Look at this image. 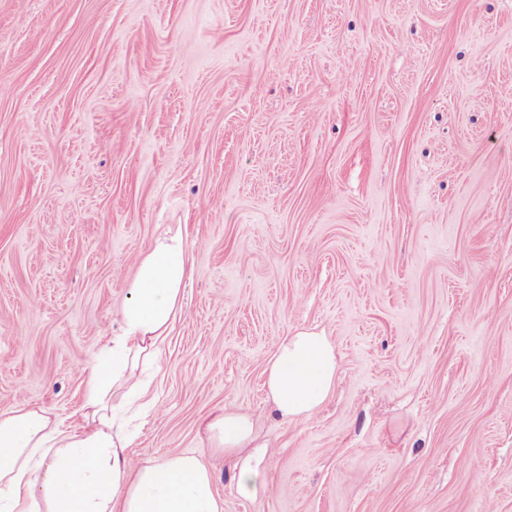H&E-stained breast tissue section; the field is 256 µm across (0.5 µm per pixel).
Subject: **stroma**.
I'll return each instance as SVG.
<instances>
[{
    "label": "stroma",
    "instance_id": "1",
    "mask_svg": "<svg viewBox=\"0 0 512 512\" xmlns=\"http://www.w3.org/2000/svg\"><path fill=\"white\" fill-rule=\"evenodd\" d=\"M512 0H0V413L82 423L126 283L191 269L134 460L223 512H512ZM338 349L304 422L265 362ZM252 415L268 491L205 419ZM336 345L323 332L302 328L286 336L264 368L272 416L306 421L336 384Z\"/></svg>",
    "mask_w": 512,
    "mask_h": 512
}]
</instances>
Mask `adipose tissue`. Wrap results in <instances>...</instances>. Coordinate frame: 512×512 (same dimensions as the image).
I'll return each mask as SVG.
<instances>
[{
	"label": "adipose tissue",
	"mask_w": 512,
	"mask_h": 512,
	"mask_svg": "<svg viewBox=\"0 0 512 512\" xmlns=\"http://www.w3.org/2000/svg\"><path fill=\"white\" fill-rule=\"evenodd\" d=\"M188 260L178 233L158 238L142 258L127 284L122 333L85 375L79 432H60L40 406L0 414V512H220L213 475L197 455L138 463L128 453V414L151 405L149 384L137 368L157 364L163 355ZM336 370V346L323 332L302 328L285 337L264 368L273 416L310 419L331 394ZM206 430L215 448L236 458L243 493L267 490L249 414L224 407Z\"/></svg>",
	"instance_id": "1"
}]
</instances>
